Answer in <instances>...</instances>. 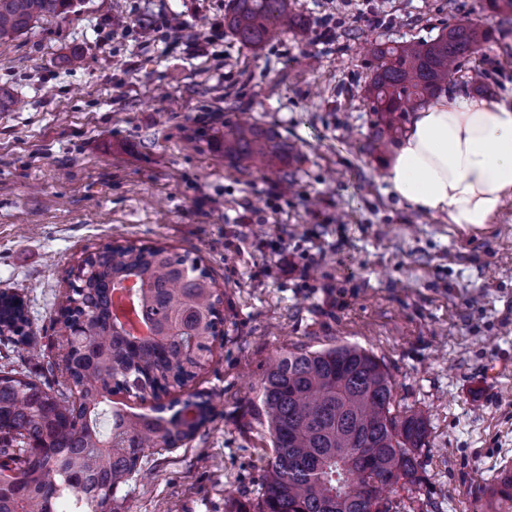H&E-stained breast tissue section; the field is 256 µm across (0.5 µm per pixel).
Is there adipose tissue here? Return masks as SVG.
<instances>
[{
  "label": "adipose tissue",
  "mask_w": 512,
  "mask_h": 512,
  "mask_svg": "<svg viewBox=\"0 0 512 512\" xmlns=\"http://www.w3.org/2000/svg\"><path fill=\"white\" fill-rule=\"evenodd\" d=\"M386 182L449 223H490L512 200V87L500 102L445 96L416 112Z\"/></svg>",
  "instance_id": "ef3b65f1"
}]
</instances>
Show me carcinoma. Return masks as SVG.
<instances>
[{
	"instance_id": "1",
	"label": "carcinoma",
	"mask_w": 512,
	"mask_h": 512,
	"mask_svg": "<svg viewBox=\"0 0 512 512\" xmlns=\"http://www.w3.org/2000/svg\"><path fill=\"white\" fill-rule=\"evenodd\" d=\"M72 0H0V44L46 16L70 11ZM224 27L254 54L281 33L302 28L290 0H231ZM490 30L458 23L425 41L379 45L367 88L379 115L373 150L401 133L399 119L448 87L463 62L490 41ZM279 149L276 136L253 123L224 132V157L259 170ZM137 280L135 302L152 335L128 333L111 310L113 285ZM215 280L198 256L163 246L109 244L88 254L63 310L69 331L65 369L70 387L56 390L29 374L0 370V512H58L64 496L74 512H102L139 473L150 450L170 451L210 420L213 406L198 394L147 412L112 405L125 391L158 400L183 389L212 357L224 319ZM24 304L0 292V336L29 338ZM386 366L357 345L293 349L269 363L262 404L273 455L257 512H394L389 494L418 482V452L428 421L391 412ZM172 409L170 417L163 416ZM498 508L512 512V472L492 490Z\"/></svg>"
}]
</instances>
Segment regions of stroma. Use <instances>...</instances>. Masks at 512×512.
Returning a JSON list of instances; mask_svg holds the SVG:
<instances>
[{
    "label": "stroma",
    "instance_id": "obj_1",
    "mask_svg": "<svg viewBox=\"0 0 512 512\" xmlns=\"http://www.w3.org/2000/svg\"><path fill=\"white\" fill-rule=\"evenodd\" d=\"M227 7L73 0L0 45V290L31 322L0 370L69 388L59 310L81 259L115 240L188 250L224 293V334L189 385L215 394V411L180 448L146 452L113 512L253 508L272 454L269 361L347 343L387 366L394 415L428 420L398 512H486L512 471V201L465 228L392 197L393 154L370 150L365 94L374 45L435 38L481 17L479 0H293L303 29L258 56L224 30ZM165 12L184 21L179 39L160 28ZM481 19L493 40L457 79L479 70L498 101L512 15ZM245 113L281 144L266 169L224 157Z\"/></svg>",
    "mask_w": 512,
    "mask_h": 512
}]
</instances>
